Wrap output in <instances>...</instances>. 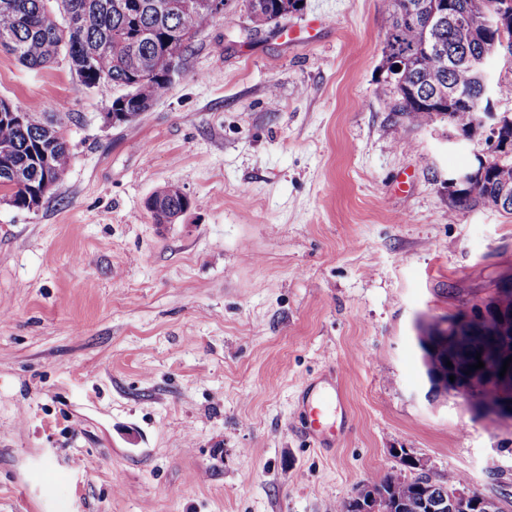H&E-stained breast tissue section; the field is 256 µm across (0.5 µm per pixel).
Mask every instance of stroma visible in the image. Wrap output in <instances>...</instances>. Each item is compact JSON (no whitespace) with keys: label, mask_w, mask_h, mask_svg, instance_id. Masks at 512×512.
Returning a JSON list of instances; mask_svg holds the SVG:
<instances>
[{"label":"stroma","mask_w":512,"mask_h":512,"mask_svg":"<svg viewBox=\"0 0 512 512\" xmlns=\"http://www.w3.org/2000/svg\"><path fill=\"white\" fill-rule=\"evenodd\" d=\"M248 27L232 0L122 126L0 48V99L71 115L39 208L0 201V512H336L399 448L512 501V420L427 399L416 340L512 275V214L449 206L486 131L392 112L384 0ZM170 182L193 205L162 227ZM333 372L328 452L301 397Z\"/></svg>","instance_id":"35a3bbf8"}]
</instances>
